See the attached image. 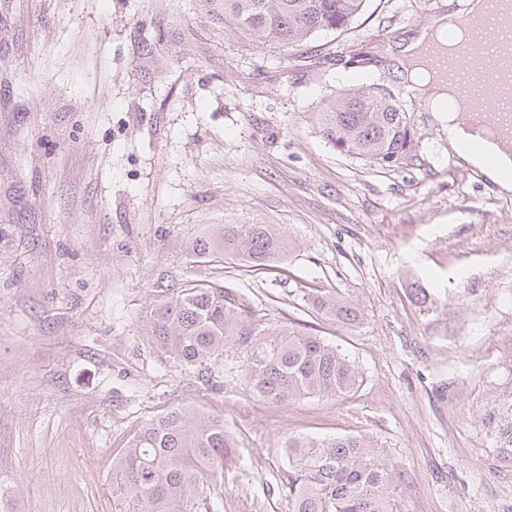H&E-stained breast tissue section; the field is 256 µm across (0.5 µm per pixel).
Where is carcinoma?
Segmentation results:
<instances>
[{
	"instance_id": "cac0c4a2",
	"label": "carcinoma",
	"mask_w": 512,
	"mask_h": 512,
	"mask_svg": "<svg viewBox=\"0 0 512 512\" xmlns=\"http://www.w3.org/2000/svg\"><path fill=\"white\" fill-rule=\"evenodd\" d=\"M207 14L250 41L292 49L312 34L348 26L363 0H205ZM323 132L342 154L381 167L412 159L414 133L388 87L339 91L323 110ZM288 252L274 224H220L192 244V255L210 261L239 258L265 269ZM319 314L342 325L362 317L358 304L333 291L310 295ZM146 336L166 357L205 371L232 342L253 394L271 403L311 395L351 392L353 363L322 339L295 329L268 332L242 314L231 289L194 280L146 315ZM233 448L224 420L175 409L145 423L112 462L113 493L130 499L132 512H197L195 504L223 478ZM281 489L289 512H396L403 473L385 449L358 436L329 440L288 438Z\"/></svg>"
}]
</instances>
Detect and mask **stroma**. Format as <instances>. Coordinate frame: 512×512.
Listing matches in <instances>:
<instances>
[{
  "label": "stroma",
  "mask_w": 512,
  "mask_h": 512,
  "mask_svg": "<svg viewBox=\"0 0 512 512\" xmlns=\"http://www.w3.org/2000/svg\"><path fill=\"white\" fill-rule=\"evenodd\" d=\"M446 2L363 0L290 51L225 34L202 0H0V512H126L112 461L176 408L233 442L207 512H288L286 440L344 436L399 462L402 512H512V193L416 95L398 169L340 154L320 117L345 88L400 91L385 48ZM215 224H275L291 248L257 272L196 262ZM195 279L335 346L354 390L267 403L234 345L207 378L169 360L142 325ZM316 290L363 319L317 314ZM308 301L317 313L335 319L342 325L357 324L363 317L355 301L333 291L313 293Z\"/></svg>",
  "instance_id": "1"
}]
</instances>
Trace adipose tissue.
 <instances>
[{
    "mask_svg": "<svg viewBox=\"0 0 512 512\" xmlns=\"http://www.w3.org/2000/svg\"><path fill=\"white\" fill-rule=\"evenodd\" d=\"M438 30L440 36H447L448 25L444 17L430 20L422 26L417 35L407 43L390 50L394 70L400 77L407 79L420 88H430L429 100L433 105V116L442 131L448 136L449 148L466 165L482 171L499 192L512 193V154L504 151L498 144L484 143L482 150L473 147L477 139L468 125L464 124L457 107L450 104L447 85L440 79L426 55L427 39L431 30Z\"/></svg>",
    "mask_w": 512,
    "mask_h": 512,
    "instance_id": "adipose-tissue-1",
    "label": "adipose tissue"
}]
</instances>
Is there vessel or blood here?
I'll return each mask as SVG.
<instances>
[{
    "label": "vessel or blood",
    "mask_w": 512,
    "mask_h": 512,
    "mask_svg": "<svg viewBox=\"0 0 512 512\" xmlns=\"http://www.w3.org/2000/svg\"><path fill=\"white\" fill-rule=\"evenodd\" d=\"M482 14L465 15L471 38L454 54L432 52L434 68L466 92L468 123L493 128L512 143V0H485Z\"/></svg>",
    "instance_id": "b4317fda"
}]
</instances>
